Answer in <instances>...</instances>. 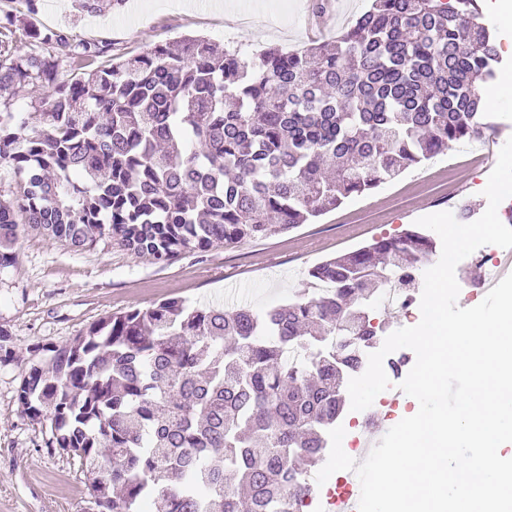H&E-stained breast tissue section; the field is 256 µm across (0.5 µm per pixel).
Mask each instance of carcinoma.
I'll list each match as a JSON object with an SVG mask.
<instances>
[{
	"instance_id": "obj_1",
	"label": "carcinoma",
	"mask_w": 512,
	"mask_h": 512,
	"mask_svg": "<svg viewBox=\"0 0 512 512\" xmlns=\"http://www.w3.org/2000/svg\"><path fill=\"white\" fill-rule=\"evenodd\" d=\"M15 24L86 72L59 80L54 57L15 43ZM103 53L28 15L0 29V99L44 90L29 118H0V162L23 175L0 196V271L25 228L165 263L308 224L481 135L501 64L476 0H373L336 39L270 47L257 65L200 37L108 66ZM435 252L411 230L313 267L328 285L316 296L262 311L172 298L103 318L41 346L49 360L25 369L18 401L92 476L97 512H303L363 368L357 349L378 338L370 308L398 275L414 286Z\"/></svg>"
}]
</instances>
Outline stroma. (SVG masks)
Listing matches in <instances>:
<instances>
[{
    "label": "stroma",
    "instance_id": "35a3bbf8",
    "mask_svg": "<svg viewBox=\"0 0 512 512\" xmlns=\"http://www.w3.org/2000/svg\"><path fill=\"white\" fill-rule=\"evenodd\" d=\"M263 2L259 15L240 21L213 7L180 11L169 0H125L97 16L75 14L69 0L31 6L0 0V21L33 13L39 27L104 46L103 65L188 34L243 44L255 63L269 47L297 51L331 39L369 6V0H331L336 24L311 34L303 27L310 0ZM488 120L480 139L454 144L313 223L186 252L165 265L132 256L105 238L76 252L34 231L22 234L15 264L0 272V327L8 330L12 351L11 358L0 359V512H91L88 474L72 455L50 447L49 423L28 418L17 400L24 367L46 357L42 345L67 346L102 318L168 298L267 308L305 290L310 270L323 260L402 235L418 218L436 213L447 196L480 217L488 177L512 137V96L489 109Z\"/></svg>",
    "mask_w": 512,
    "mask_h": 512
}]
</instances>
